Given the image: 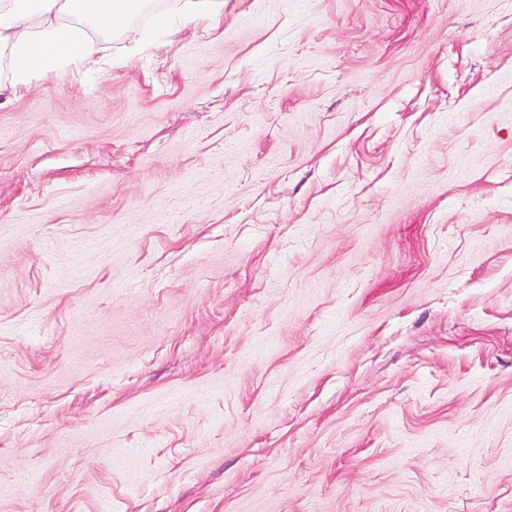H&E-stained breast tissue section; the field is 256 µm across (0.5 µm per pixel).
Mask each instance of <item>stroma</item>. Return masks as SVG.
I'll return each mask as SVG.
<instances>
[{
  "instance_id": "1",
  "label": "stroma",
  "mask_w": 512,
  "mask_h": 512,
  "mask_svg": "<svg viewBox=\"0 0 512 512\" xmlns=\"http://www.w3.org/2000/svg\"><path fill=\"white\" fill-rule=\"evenodd\" d=\"M0 98V512H512V0H179Z\"/></svg>"
}]
</instances>
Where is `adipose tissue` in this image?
I'll return each mask as SVG.
<instances>
[{"label": "adipose tissue", "mask_w": 512, "mask_h": 512, "mask_svg": "<svg viewBox=\"0 0 512 512\" xmlns=\"http://www.w3.org/2000/svg\"><path fill=\"white\" fill-rule=\"evenodd\" d=\"M142 0H0V95L32 74L53 76L91 60L103 30L123 28Z\"/></svg>", "instance_id": "adipose-tissue-1"}]
</instances>
